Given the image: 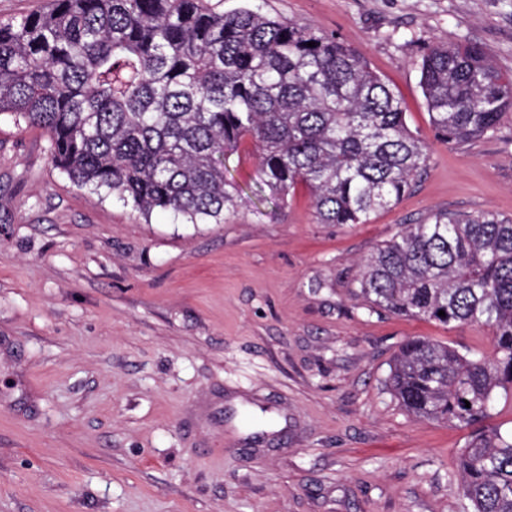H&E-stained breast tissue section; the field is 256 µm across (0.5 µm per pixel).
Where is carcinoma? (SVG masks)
Here are the masks:
<instances>
[{"label":"carcinoma","instance_id":"cac0c4a2","mask_svg":"<svg viewBox=\"0 0 512 512\" xmlns=\"http://www.w3.org/2000/svg\"><path fill=\"white\" fill-rule=\"evenodd\" d=\"M420 87L444 144L492 132L512 112V75L476 42L432 45ZM2 116L46 133L76 186L183 224L224 223L240 194L224 156L246 142L270 193L286 204L305 189L320 224L368 223L429 159L401 99L355 48L208 0H51L1 22ZM358 283L370 315L492 332L491 359L409 338L386 385L412 416L469 431L458 476L473 512H512V431L489 424L498 397L512 398V218L406 224L360 263Z\"/></svg>","mask_w":512,"mask_h":512}]
</instances>
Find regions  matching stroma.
Masks as SVG:
<instances>
[{
  "mask_svg": "<svg viewBox=\"0 0 512 512\" xmlns=\"http://www.w3.org/2000/svg\"><path fill=\"white\" fill-rule=\"evenodd\" d=\"M362 51L429 143L367 224L318 223L305 189L259 200L254 158L220 224L144 218L75 186L47 135L0 120V512H471L467 432L385 386L424 336L492 355L476 325L366 315L358 263L437 212L512 217V115L435 141L419 86L438 42L512 74V0H256Z\"/></svg>",
  "mask_w": 512,
  "mask_h": 512,
  "instance_id": "1",
  "label": "stroma"
}]
</instances>
